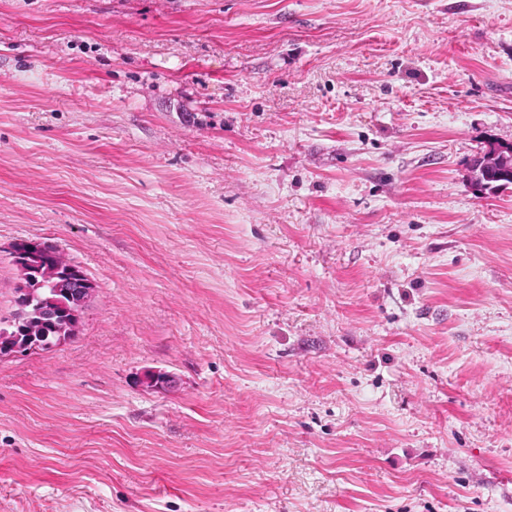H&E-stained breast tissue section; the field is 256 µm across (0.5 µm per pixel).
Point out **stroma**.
Listing matches in <instances>:
<instances>
[{"label":"stroma","instance_id":"1","mask_svg":"<svg viewBox=\"0 0 512 512\" xmlns=\"http://www.w3.org/2000/svg\"><path fill=\"white\" fill-rule=\"evenodd\" d=\"M512 0H0V512H512ZM160 372L173 388L148 387ZM508 145L491 143L483 154L482 167L487 171L512 168V150ZM16 248L19 250L16 251L15 247L13 246L11 249V252L16 254H23L27 255L30 259H35L38 261V264H33L31 261H25V265L27 268L24 269L26 272L30 273H36L39 275L41 270L38 268L41 263L43 262V259L46 260L45 265L48 266V263L50 262L53 265V272L57 273L60 271H67L69 272L71 270V265L69 261L64 257L63 254H54L49 252L46 249V246L42 242L38 241H23L18 242ZM32 276L28 279L20 277V283L14 291L16 292L18 288H28L29 297L25 294L16 296L15 310L11 318L6 321L0 319V344L9 342L16 345L13 347L12 355L35 350L39 343L25 347L17 346L30 340L32 336L41 340V343H45V346L40 347L41 351L50 350L59 345L61 337L65 341L75 336L72 332L73 327L77 328L83 311L77 310L78 320L73 318L67 312L70 300L64 293L65 288L60 286L57 287L60 289L56 290V287L38 286L43 282L42 277ZM69 308L71 310L70 306ZM45 310L52 315H46ZM77 312L72 311L74 316H77ZM3 323L8 324L2 326ZM3 336H6L4 340H2Z\"/></svg>","mask_w":512,"mask_h":512}]
</instances>
